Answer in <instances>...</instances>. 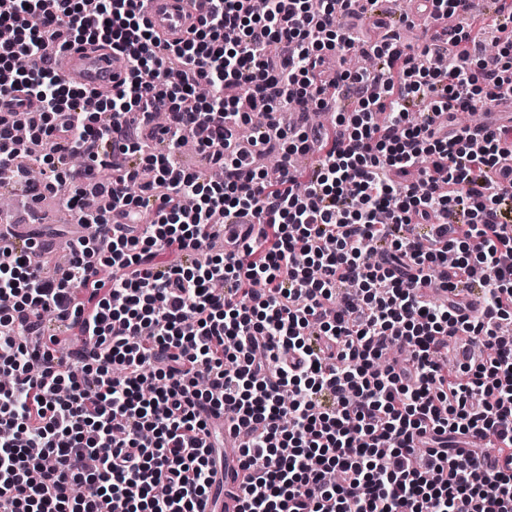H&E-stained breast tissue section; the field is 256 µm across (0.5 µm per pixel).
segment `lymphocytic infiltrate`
Listing matches in <instances>:
<instances>
[{"label":"lymphocytic infiltrate","mask_w":512,"mask_h":512,"mask_svg":"<svg viewBox=\"0 0 512 512\" xmlns=\"http://www.w3.org/2000/svg\"><path fill=\"white\" fill-rule=\"evenodd\" d=\"M375 2L207 0L169 45L143 0H0V168L33 200L65 193L83 229L64 265L30 266L35 236L0 250V512H199L220 456L202 442L211 408L248 430L240 512H512V126L455 124L512 99L511 55L467 66L486 28L512 46V0L416 55L389 30L364 42ZM81 44L124 55L117 88L72 91L53 71L50 51ZM359 47L383 67L323 74ZM329 87L357 108L308 181L290 157L318 127L281 144L272 174L235 149L241 101L272 129L281 102L322 109ZM160 111L165 151L85 209L98 168L136 154ZM33 126L37 183L17 162ZM187 136L223 181L174 164ZM246 215L257 231L214 253L220 218ZM459 337L476 353L451 368Z\"/></svg>","instance_id":"lymphocytic-infiltrate-1"}]
</instances>
